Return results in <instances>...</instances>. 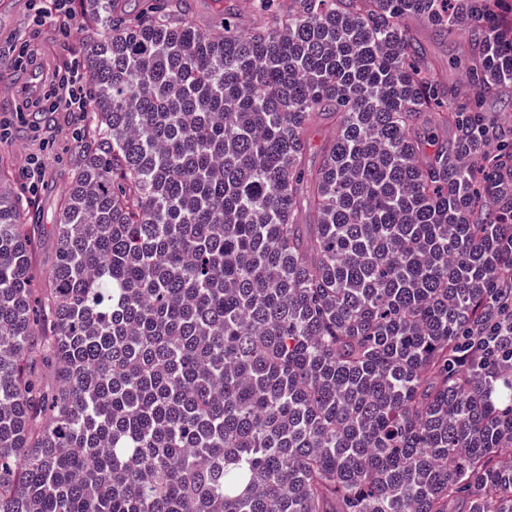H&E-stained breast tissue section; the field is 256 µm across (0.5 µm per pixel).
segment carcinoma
Returning <instances> with one entry per match:
<instances>
[{
  "instance_id": "carcinoma-1",
  "label": "carcinoma",
  "mask_w": 512,
  "mask_h": 512,
  "mask_svg": "<svg viewBox=\"0 0 512 512\" xmlns=\"http://www.w3.org/2000/svg\"><path fill=\"white\" fill-rule=\"evenodd\" d=\"M81 2L54 223L0 161V512H512V0H261L222 33ZM418 16L467 28V81ZM410 26L427 44L431 54V62L436 69L448 75V80L451 81L464 78L466 68L461 50L467 37L466 29L462 28L454 37L442 39L434 35L430 25L424 19H412Z\"/></svg>"
}]
</instances>
